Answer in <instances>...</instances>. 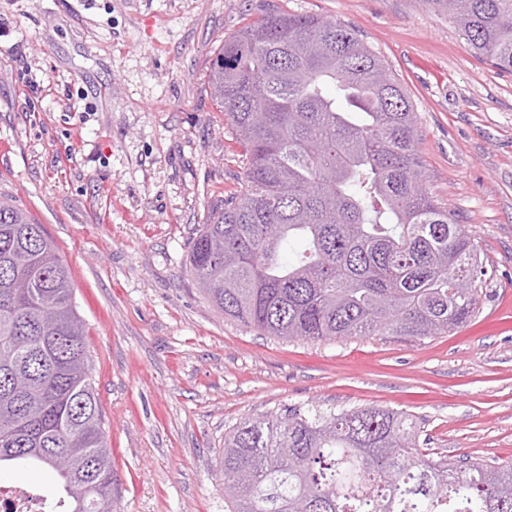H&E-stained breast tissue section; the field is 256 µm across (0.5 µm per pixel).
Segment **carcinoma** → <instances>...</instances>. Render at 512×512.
Segmentation results:
<instances>
[{"label": "carcinoma", "mask_w": 512, "mask_h": 512, "mask_svg": "<svg viewBox=\"0 0 512 512\" xmlns=\"http://www.w3.org/2000/svg\"><path fill=\"white\" fill-rule=\"evenodd\" d=\"M512 73V0H422ZM245 144L244 191L213 212L189 270L224 317L281 338L440 336L476 312L474 239L425 188L416 112L349 26L291 12L210 64ZM68 266L0 195V470L50 469L45 512H116L105 420ZM229 512H512V464L434 461L410 414L294 408L224 435Z\"/></svg>", "instance_id": "1"}]
</instances>
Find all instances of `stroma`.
Wrapping results in <instances>:
<instances>
[{"mask_svg": "<svg viewBox=\"0 0 512 512\" xmlns=\"http://www.w3.org/2000/svg\"><path fill=\"white\" fill-rule=\"evenodd\" d=\"M353 28L419 123L434 200L488 270L441 336L281 339L227 319L186 265L244 181L207 89L270 10ZM0 193L69 266L118 512H225L219 450L246 419L320 405L412 414L431 459L512 462V74L421 0H0Z\"/></svg>", "mask_w": 512, "mask_h": 512, "instance_id": "1", "label": "stroma"}]
</instances>
